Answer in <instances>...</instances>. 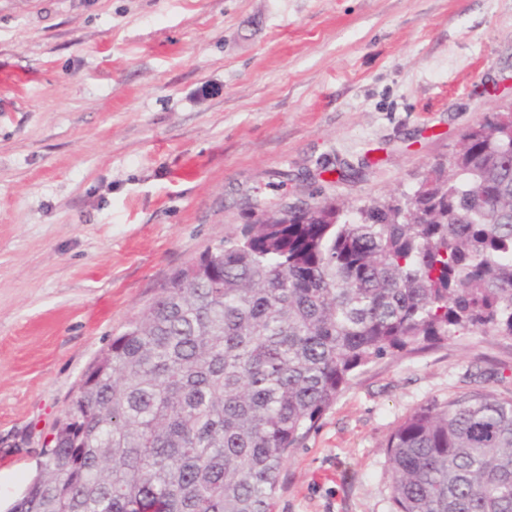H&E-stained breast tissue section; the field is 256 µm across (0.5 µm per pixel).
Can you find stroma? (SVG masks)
Instances as JSON below:
<instances>
[{
	"label": "stroma",
	"instance_id": "35a3bbf8",
	"mask_svg": "<svg viewBox=\"0 0 512 512\" xmlns=\"http://www.w3.org/2000/svg\"><path fill=\"white\" fill-rule=\"evenodd\" d=\"M512 105V0H0V512L94 357L258 214L410 191ZM512 395V339L363 368L276 512H392L419 407Z\"/></svg>",
	"mask_w": 512,
	"mask_h": 512
}]
</instances>
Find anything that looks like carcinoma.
Returning a JSON list of instances; mask_svg holds the SVG:
<instances>
[{"mask_svg":"<svg viewBox=\"0 0 512 512\" xmlns=\"http://www.w3.org/2000/svg\"><path fill=\"white\" fill-rule=\"evenodd\" d=\"M512 117L411 192L293 208L209 245L84 374L9 512H274L280 472L355 375L462 330L512 337ZM393 512H512V396L415 410Z\"/></svg>","mask_w":512,"mask_h":512,"instance_id":"1","label":"carcinoma"}]
</instances>
